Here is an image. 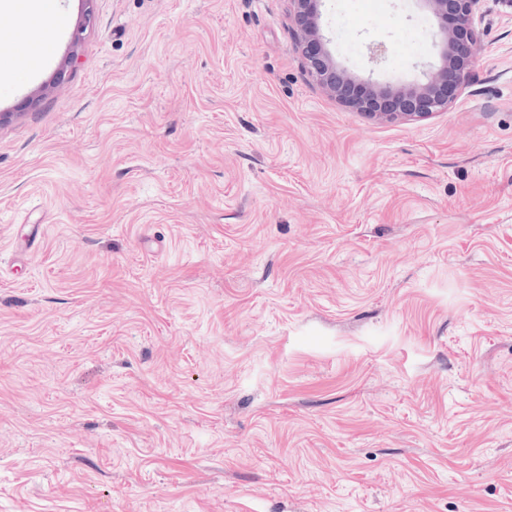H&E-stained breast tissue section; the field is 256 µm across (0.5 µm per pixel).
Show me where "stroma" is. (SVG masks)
<instances>
[{
    "mask_svg": "<svg viewBox=\"0 0 512 512\" xmlns=\"http://www.w3.org/2000/svg\"><path fill=\"white\" fill-rule=\"evenodd\" d=\"M58 3L0 83V512H512V11L380 123L289 0ZM317 12L357 83L442 65L422 0ZM290 1L295 50L304 59L309 75L323 92L377 121L422 120L448 109L474 64L476 36L471 21L481 0L423 1L443 28V64L426 83L396 89L358 87L324 47L316 21L317 0Z\"/></svg>",
    "mask_w": 512,
    "mask_h": 512,
    "instance_id": "obj_1",
    "label": "stroma"
}]
</instances>
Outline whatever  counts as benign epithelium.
<instances>
[{"label": "benign epithelium", "instance_id": "1", "mask_svg": "<svg viewBox=\"0 0 512 512\" xmlns=\"http://www.w3.org/2000/svg\"><path fill=\"white\" fill-rule=\"evenodd\" d=\"M295 50L317 86L356 112L380 122L422 120L448 108L474 64L471 21L481 0H425L444 33L443 64L425 83L396 89L360 88L324 47L316 21L317 0H291Z\"/></svg>", "mask_w": 512, "mask_h": 512}]
</instances>
